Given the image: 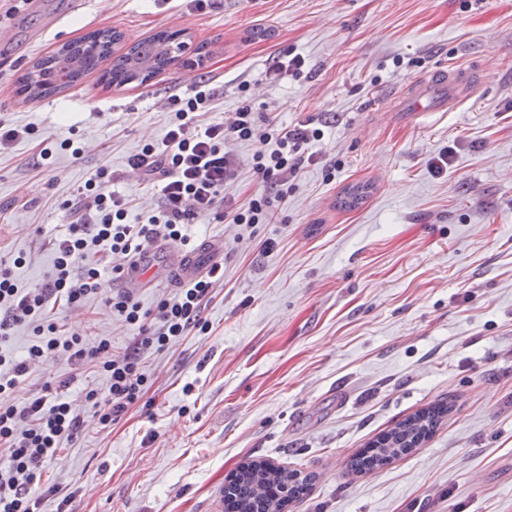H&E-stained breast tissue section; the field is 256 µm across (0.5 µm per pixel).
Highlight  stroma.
<instances>
[{"instance_id": "stroma-1", "label": "stroma", "mask_w": 512, "mask_h": 512, "mask_svg": "<svg viewBox=\"0 0 512 512\" xmlns=\"http://www.w3.org/2000/svg\"><path fill=\"white\" fill-rule=\"evenodd\" d=\"M270 36L254 40L251 28ZM125 44L181 29L208 45L150 82L106 86L99 73L40 100L15 91L18 73L89 31ZM301 56V75L271 78ZM475 69L481 90L457 111L416 119L386 112L382 95L439 67ZM217 96L201 122L249 104L280 123L323 132L288 179L271 223L198 215L192 243L224 241V281L190 330L142 356L148 386L111 427L83 389L105 391L93 364L49 358L11 395L24 406L47 381L77 376L70 398L85 423L47 460L41 512H224V482L270 461L317 476L288 512H512V0H40L0 16V119L38 125L0 149V257L24 256L22 287L51 272L61 208L100 166L142 216L154 190L127 179L126 159L162 133L172 100L200 76ZM70 138L80 155L61 151ZM255 142L232 147L227 197L260 183ZM452 150L447 171L440 153ZM366 183L356 208L345 187ZM102 297L57 310L66 333L110 339L139 330ZM453 410L422 447L351 474V456L408 415L439 401Z\"/></svg>"}]
</instances>
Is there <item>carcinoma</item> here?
<instances>
[{
    "label": "carcinoma",
    "instance_id": "1",
    "mask_svg": "<svg viewBox=\"0 0 512 512\" xmlns=\"http://www.w3.org/2000/svg\"><path fill=\"white\" fill-rule=\"evenodd\" d=\"M180 37L177 31L159 30L122 50L119 31H91L28 67L15 81L17 93L27 101L58 93L105 61L109 62L102 74L106 84L121 88L145 83L178 61L171 47ZM450 411L448 404L438 403L409 415L373 442L371 454H354L348 470L367 473L421 447ZM312 481L310 475L300 479L297 472L267 461L247 462L224 485V512H284L290 501L310 492Z\"/></svg>",
    "mask_w": 512,
    "mask_h": 512
}]
</instances>
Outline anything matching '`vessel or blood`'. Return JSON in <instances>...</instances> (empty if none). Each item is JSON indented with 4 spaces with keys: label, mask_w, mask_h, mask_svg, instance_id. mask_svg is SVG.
<instances>
[{
    "label": "vessel or blood",
    "mask_w": 512,
    "mask_h": 512,
    "mask_svg": "<svg viewBox=\"0 0 512 512\" xmlns=\"http://www.w3.org/2000/svg\"><path fill=\"white\" fill-rule=\"evenodd\" d=\"M478 81L469 73L444 69L408 83L399 93L389 96L392 104H401L411 112L430 115L452 112L460 102L476 94ZM224 260V244L211 240L196 249L185 251L164 244L148 243L139 259L128 265L118 285L122 288H148L154 281H193L203 276L208 264Z\"/></svg>",
    "instance_id": "obj_1"
}]
</instances>
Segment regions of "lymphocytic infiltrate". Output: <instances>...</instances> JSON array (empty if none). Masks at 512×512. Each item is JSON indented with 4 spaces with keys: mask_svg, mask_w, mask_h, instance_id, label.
Returning <instances> with one entry per match:
<instances>
[{
    "mask_svg": "<svg viewBox=\"0 0 512 512\" xmlns=\"http://www.w3.org/2000/svg\"><path fill=\"white\" fill-rule=\"evenodd\" d=\"M215 95L207 83H199L192 96L177 99L161 137L128 156V167L159 193L147 223L129 222L132 200L113 191L112 171L103 166L78 188L75 201L62 203L70 222L67 237L54 248L51 281L20 292L14 271L23 267L22 258L10 264L0 261V342L8 341L23 324L31 326L36 338L23 360L0 354V447L9 450L7 464L0 468V512H37L40 497L33 485L41 466L83 425L72 403L49 393L21 408L6 404L7 394L15 391L30 366L52 356L66 357L74 365L95 363L107 389L89 390L84 400L98 423L110 426L144 390L142 352L165 349L189 330L205 329L202 304L224 273L213 267L205 278L161 301L152 324L132 297L109 298L112 310L140 330L134 345L119 355L112 353L106 338L91 346L75 334L60 337L56 323L47 317L49 304L62 301L69 308L80 307L87 296L101 293L106 277L123 273L125 259L148 238L181 240L183 226L200 213L220 211L231 224L265 223L275 203L286 198L289 175L305 162L309 145L321 138L320 129L305 124L283 127L273 118H256L247 105L224 120L198 125V112ZM253 140L264 145L252 157L261 189L239 207L225 209L224 188L237 168L228 146Z\"/></svg>",
    "mask_w": 512,
    "mask_h": 512,
    "instance_id": "obj_1",
    "label": "lymphocytic infiltrate"
}]
</instances>
